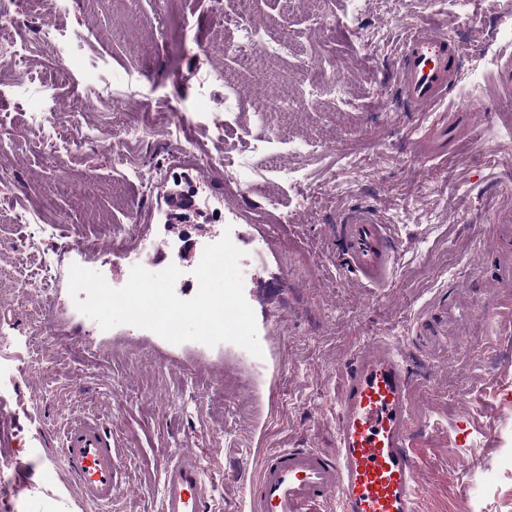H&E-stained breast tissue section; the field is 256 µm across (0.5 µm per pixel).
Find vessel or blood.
Returning a JSON list of instances; mask_svg holds the SVG:
<instances>
[{"label":"vessel or blood","instance_id":"b4317fda","mask_svg":"<svg viewBox=\"0 0 512 512\" xmlns=\"http://www.w3.org/2000/svg\"><path fill=\"white\" fill-rule=\"evenodd\" d=\"M459 55L445 32L414 26L397 58L402 98L419 112L442 104L456 85ZM488 119L483 100L464 101L448 124L415 140L413 151L422 157L444 153L449 134L481 130ZM337 229L355 277L387 282L394 249L375 209L349 211ZM411 385L395 349L375 340L344 371L335 448H284L263 455L257 476L245 484L248 512H320L332 504L339 512H419L420 471L409 446ZM62 454L85 498L111 504L116 461L103 428L76 426ZM218 509L195 449L179 451L163 471L159 512Z\"/></svg>","mask_w":512,"mask_h":512}]
</instances>
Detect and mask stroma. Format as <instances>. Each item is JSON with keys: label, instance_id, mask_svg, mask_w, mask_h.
Returning a JSON list of instances; mask_svg holds the SVG:
<instances>
[{"label": "stroma", "instance_id": "1", "mask_svg": "<svg viewBox=\"0 0 512 512\" xmlns=\"http://www.w3.org/2000/svg\"><path fill=\"white\" fill-rule=\"evenodd\" d=\"M237 0H39L18 11L0 37L26 43L19 67L0 69V213L44 206L54 233L31 249L20 224L0 223V512H47L37 486L64 485L78 512H98L70 476L61 435L91 414L112 433L116 480L127 492L114 512H157L164 467L174 449L195 448L227 512H241L242 482L261 452L336 445V399L354 353L372 339L392 342L414 372L411 446L425 488L419 512H512V335L496 330L481 303L512 316V278L502 252L512 237V99L493 98L496 63L512 56V7L482 0L478 19L460 18L449 0H253L247 21ZM51 21L79 32L83 49L56 79L58 45L43 42ZM431 23L454 31L464 54L489 52L479 75L495 111L492 127L448 143L447 156L420 157L417 127H431L464 98L454 89L433 112L402 100L396 53L408 29ZM259 33L271 53L260 71L226 55L227 41ZM30 74L36 92L9 87ZM119 105L90 109L83 131L104 137L142 113H185L194 156L205 170L155 176L179 148L163 132L131 141L122 161L72 146L73 131L32 123L43 104L63 108L100 79ZM302 98L287 114L295 139L325 146L318 156L283 154L285 166L329 191L296 207L297 188L263 171L224 168L267 134L254 115L259 96ZM232 112H225V99ZM227 117L224 132L213 120ZM191 195L183 221H168L173 198ZM373 206L397 241L386 286L353 280L340 258L342 213ZM406 210L408 220L390 223ZM208 245L230 236L241 250L244 295L261 355L222 342L174 345L132 325L101 329L69 294L77 264L118 286L139 249L131 239ZM54 255L58 271L32 296L10 287L40 273Z\"/></svg>", "mask_w": 512, "mask_h": 512}]
</instances>
